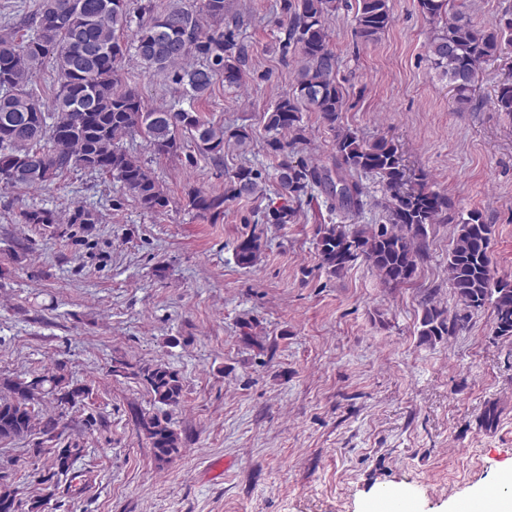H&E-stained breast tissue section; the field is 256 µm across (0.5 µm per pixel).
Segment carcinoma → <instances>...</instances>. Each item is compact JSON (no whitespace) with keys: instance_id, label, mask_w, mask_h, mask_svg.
<instances>
[{"instance_id":"1","label":"carcinoma","mask_w":512,"mask_h":512,"mask_svg":"<svg viewBox=\"0 0 512 512\" xmlns=\"http://www.w3.org/2000/svg\"><path fill=\"white\" fill-rule=\"evenodd\" d=\"M340 8V0H283L288 18L283 54L298 55L295 85L279 96L265 113L270 133L267 152L276 164L274 178L288 201L262 211L263 224H293L302 202L320 190L330 209L345 217L358 216L367 205L364 179L375 176L387 195L385 223L321 224L316 248L322 268L339 277L362 258L388 288L411 283L424 259L428 227L454 225L448 251V281L459 310L453 314L428 300L419 320L420 343L432 346L446 336L466 329L472 315L492 307L494 335L512 339V279L498 277L492 266L490 243L493 225L483 212L471 209L452 214L448 195L424 182H412L396 145L381 139L372 144L339 124L347 99L337 78L338 57L332 49L325 17ZM418 8L434 24L428 43L429 59L448 79L459 108H468L474 98L480 64L498 57L502 47L512 45V11L495 20L476 24L467 13L456 10L451 0H418ZM225 0H200L193 9L178 4L156 13L140 27L133 40L124 38L130 24L128 0H41L38 11L23 23L0 35V185L43 188L71 169L108 175L120 184L123 194L112 197V209L130 196L148 213H161L169 205L163 186L123 141L143 137L154 154L176 155L184 148L180 134L189 136L199 153L221 160L224 147L234 144L245 150L250 131L240 126L226 129L204 122L193 107L145 109L139 93L122 86L121 70L129 52L144 69L164 72L183 90L189 101L201 99L218 77L224 86L236 89L243 83L241 63L244 47L236 39L238 21L223 28H208L203 18L224 20ZM355 36L376 40L392 22L389 0H355ZM202 63L191 65L190 58ZM49 66L55 72L56 88L48 104L35 99L29 88L34 73ZM495 107L512 113V76L498 88ZM317 113L321 123L334 133L333 166L311 160L303 113ZM266 172L245 164L225 174L224 192L191 188L187 206L197 215L213 220L224 215L226 202L266 194ZM98 214L84 205L69 211V224H96ZM21 224H57L55 212L32 206L18 213ZM261 239L250 235L235 246L238 265L256 264ZM128 377L141 381L151 396L154 411L136 415V426L149 440L154 460L164 465L182 450L180 433L171 417L159 408L176 407L184 396L183 378L169 364L126 363ZM91 388L64 372L60 363L32 376L0 377V441L39 434L43 441L32 449L39 457L49 455V464L28 474L49 488L63 480H76L75 463L86 448L73 442L64 448H45L60 436L62 415L43 416L36 406L48 396L56 408H83ZM47 499L24 501L10 482H0V512H44Z\"/></svg>"}]
</instances>
